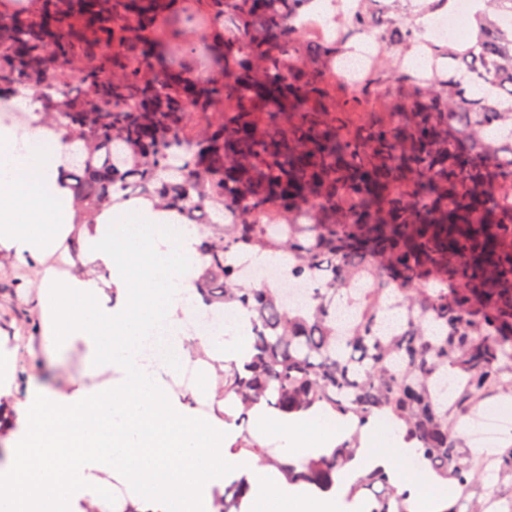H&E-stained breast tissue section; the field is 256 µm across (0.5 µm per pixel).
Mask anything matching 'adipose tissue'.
<instances>
[{
    "label": "adipose tissue",
    "instance_id": "adipose-tissue-1",
    "mask_svg": "<svg viewBox=\"0 0 512 512\" xmlns=\"http://www.w3.org/2000/svg\"><path fill=\"white\" fill-rule=\"evenodd\" d=\"M63 155L60 141L43 131L21 135L0 125V246L19 261L56 249L72 228L69 193L60 186ZM254 424L264 434L282 438L287 453L297 458L334 448L351 429L348 420L321 410L272 417L259 408ZM413 455L392 425L377 419L367 425L362 459L393 474L400 488L409 491L416 512H440L454 492L418 468Z\"/></svg>",
    "mask_w": 512,
    "mask_h": 512
}]
</instances>
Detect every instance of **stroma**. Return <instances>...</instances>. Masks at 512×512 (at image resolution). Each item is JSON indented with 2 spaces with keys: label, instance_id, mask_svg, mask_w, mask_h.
Listing matches in <instances>:
<instances>
[{
  "label": "stroma",
  "instance_id": "35a3bbf8",
  "mask_svg": "<svg viewBox=\"0 0 512 512\" xmlns=\"http://www.w3.org/2000/svg\"><path fill=\"white\" fill-rule=\"evenodd\" d=\"M197 14V0H177L164 23L166 32L173 35L170 59L184 65L190 76L222 77L224 71L215 66L209 50L210 45L219 42L220 35ZM50 266V256L23 263L0 246V354L13 366L14 378L6 395L16 403L25 401L32 390L69 397L77 388L100 381L81 345L57 349L45 328L42 292ZM195 340V333L188 330L177 342L176 348L182 359L190 360L192 372L190 377L172 381L171 387L179 398L192 399L193 411L199 414L214 398L215 371L207 362L191 361Z\"/></svg>",
  "mask_w": 512,
  "mask_h": 512
}]
</instances>
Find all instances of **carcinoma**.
<instances>
[{
  "instance_id": "1",
  "label": "carcinoma",
  "mask_w": 512,
  "mask_h": 512,
  "mask_svg": "<svg viewBox=\"0 0 512 512\" xmlns=\"http://www.w3.org/2000/svg\"><path fill=\"white\" fill-rule=\"evenodd\" d=\"M175 0H40L0 17V95L32 91L38 119L72 146L63 167L76 231L92 233L132 199L195 224L202 265L193 285L212 311L251 323L243 365L216 364L218 418L241 424L258 407L322 409L352 422L328 453L278 457L248 436L289 486L346 498L368 512H412L380 467L344 479L361 430L378 416L404 432L419 462L459 496L441 512L512 510V442L475 457L459 422L488 399L512 398V0L473 13L469 40L438 43L448 74L400 68L422 38L409 0H363L342 21L380 47L375 68L338 99L336 43L304 46L295 18L313 0H197L224 45V81L192 80L166 52L158 19ZM82 67L76 90L58 63ZM388 98L390 119L373 112ZM224 213V223L200 216ZM277 255L274 269L309 285L285 290L245 276L238 258ZM240 475L212 512H245Z\"/></svg>"
}]
</instances>
